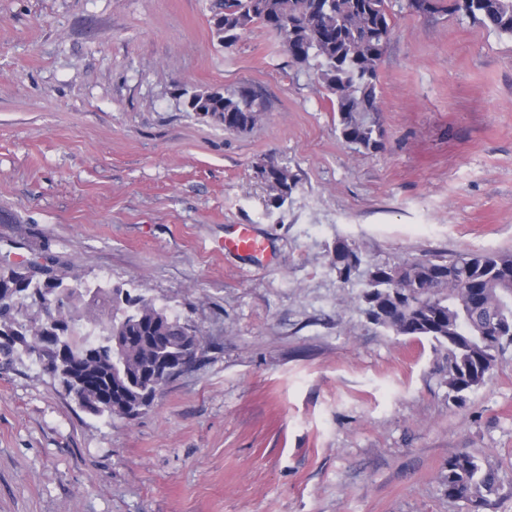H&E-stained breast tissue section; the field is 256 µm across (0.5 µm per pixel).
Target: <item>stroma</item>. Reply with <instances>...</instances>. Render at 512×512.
<instances>
[{
	"instance_id": "35a3bbf8",
	"label": "stroma",
	"mask_w": 512,
	"mask_h": 512,
	"mask_svg": "<svg viewBox=\"0 0 512 512\" xmlns=\"http://www.w3.org/2000/svg\"><path fill=\"white\" fill-rule=\"evenodd\" d=\"M381 150L261 25L229 48L207 0H0V266L152 298L204 345L133 419L81 409L35 357L0 364V512H512V345L448 391L443 350L371 323V264L512 251V36L389 0ZM248 88L229 133L186 92ZM297 187L265 206L260 166ZM268 250H225L233 225ZM497 471L482 507L448 462ZM351 257L355 262L360 264V266L363 264L364 260L358 248L346 242H337L336 246L332 250V264L339 275L346 281H348L352 274L356 272L354 271V265L351 263Z\"/></svg>"
}]
</instances>
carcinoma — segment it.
<instances>
[{"instance_id":"1","label":"carcinoma","mask_w":512,"mask_h":512,"mask_svg":"<svg viewBox=\"0 0 512 512\" xmlns=\"http://www.w3.org/2000/svg\"><path fill=\"white\" fill-rule=\"evenodd\" d=\"M432 12L462 13L486 28L512 36V0H435ZM210 27L222 46H233L255 24L282 37V48L291 63L315 69L319 85L336 106L342 139L359 150L377 151L383 146L379 122L378 69L393 25L387 0H210ZM190 111L224 126L227 132H244L260 119V109L247 90L211 89L192 93ZM267 187L266 207L280 208L296 187L288 166L271 161L260 169ZM332 264L344 280L363 264L358 248L338 242ZM38 294L56 307L64 326L62 342L71 362L86 348L79 323L96 309L109 308L112 317L98 321L108 335L100 345L106 365L83 363L85 387L94 415L117 416L104 397L115 378L129 376L134 387L125 402L150 403L167 385L153 379L160 365L177 366L194 345L199 329L180 321L142 295L119 286L90 290L77 274L72 283L48 267L33 261L24 270L0 271V359L12 362L18 350L39 355L49 337L57 335L36 317L23 312L24 302ZM367 318L397 336L425 337L446 348L448 389L453 393L483 385L512 336L498 328L512 320V253H460L448 260L421 259L404 265H371L366 271ZM124 338L125 349L117 368H112L111 337ZM448 497L475 505L498 483L497 473L484 468L474 456L461 454L448 461L445 476Z\"/></svg>"}]
</instances>
